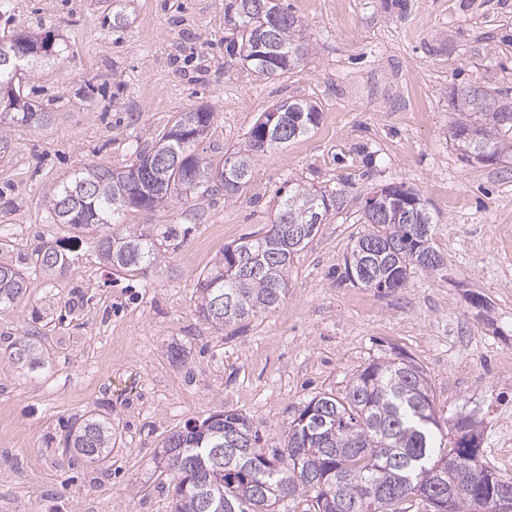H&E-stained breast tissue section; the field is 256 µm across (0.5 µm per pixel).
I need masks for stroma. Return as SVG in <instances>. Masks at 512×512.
I'll use <instances>...</instances> for the list:
<instances>
[{
	"instance_id": "obj_1",
	"label": "stroma",
	"mask_w": 512,
	"mask_h": 512,
	"mask_svg": "<svg viewBox=\"0 0 512 512\" xmlns=\"http://www.w3.org/2000/svg\"><path fill=\"white\" fill-rule=\"evenodd\" d=\"M303 23L299 66L259 78L229 50L224 0H126L112 25L106 0H0V35L54 31L59 53L30 74L49 104L42 126L8 124L0 162V260L29 270L23 302L0 312V512H170V478L156 459L164 437L210 414L249 418L265 449L312 397L341 394L371 360L401 352L429 377L437 416L462 403L485 411V459L512 476L500 425L512 419V163L463 160L450 139L455 86L512 89V0H280ZM306 99L320 121L263 156L232 198L198 195L123 224L166 234L164 258L141 274L106 266L93 227L75 263L52 278L30 270L43 240L67 238L44 202L51 184L91 164L131 163L177 113L210 107L198 144L234 149L274 101ZM336 190L331 214L295 258L276 310L235 330L195 310L199 273L225 245L270 224L288 183ZM403 183L436 216L433 243L446 268L380 293L343 276L364 230L356 211L373 187ZM481 295L486 306H471ZM39 331L48 351L32 371L11 345ZM111 414L112 465L100 472L59 451L70 421Z\"/></svg>"
}]
</instances>
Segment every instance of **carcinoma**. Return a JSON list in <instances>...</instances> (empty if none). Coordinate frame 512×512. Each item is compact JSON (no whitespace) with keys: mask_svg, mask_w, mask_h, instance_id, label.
I'll list each match as a JSON object with an SVG mask.
<instances>
[{"mask_svg":"<svg viewBox=\"0 0 512 512\" xmlns=\"http://www.w3.org/2000/svg\"><path fill=\"white\" fill-rule=\"evenodd\" d=\"M253 2L228 0L224 5V23L241 37L239 56L263 76L295 69L302 59L301 20L278 0H265L263 12ZM29 38L19 33L0 43V92L10 86L22 99L11 119L41 125L52 113L31 103L24 85L28 70L56 53L55 42L46 35L41 44L30 43L32 53L19 63L12 57L13 45ZM448 105L458 112L451 138L467 160L482 163L487 152L508 157V92L454 86ZM291 106L294 110L286 113L288 142L315 127L320 117L307 101L294 99ZM192 119L208 129L215 113L208 108L180 112L159 132L152 148L137 152L130 165L119 170L90 165L70 181L52 185L47 196L54 223L80 231L86 228L82 215L90 213L97 224H119L129 208L128 198H139L142 211L154 215L193 192L207 195L222 189L231 197L250 181L258 159L286 142L271 136L262 143L263 123L258 120L244 146L214 160L197 144L174 137L175 129ZM160 144L183 162L163 172L164 186L156 190L143 160ZM341 207L333 192L288 185L270 227L225 246L222 258L199 274V317L230 327L278 308L288 293L294 256L319 231L313 217L325 220L329 211ZM359 221L367 229L354 239L344 263V277L353 284L395 292L412 274H435L445 265L431 245L436 219L426 200L406 184L372 189L363 200ZM290 224L306 226V238L288 241ZM94 247L108 265L125 272H144L161 258L156 239L131 230L104 232ZM72 263L63 240L40 246L32 258L34 271L44 276L66 271ZM26 288L23 270L0 262V310L20 304ZM219 297L224 311L217 316L212 307ZM41 348L39 336L31 333L22 337L14 358L34 367L40 364ZM204 422L203 430L187 424L162 441L164 469L175 480L173 512H277V504L286 498L305 504L303 512H409L415 504L428 512H512V477L484 459L470 462L481 454L480 447L458 439L445 452L436 447L438 439L449 434L479 428L482 413L463 405L448 421L437 420L426 371L402 353L368 363L340 396L312 397L285 427L283 446L269 453L260 446L257 427L233 409L211 414ZM62 453L110 466L112 418H75L62 438Z\"/></svg>","mask_w":512,"mask_h":512,"instance_id":"1","label":"carcinoma"}]
</instances>
